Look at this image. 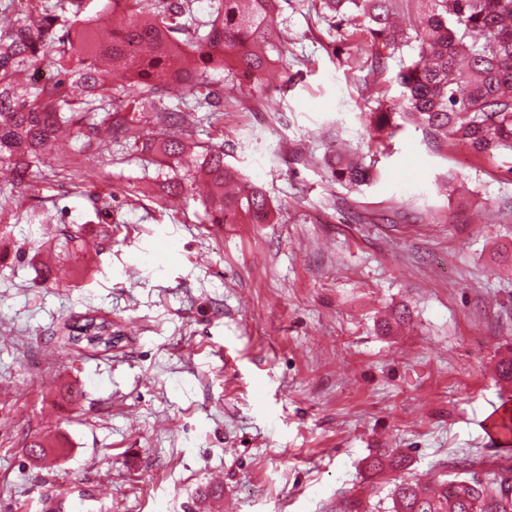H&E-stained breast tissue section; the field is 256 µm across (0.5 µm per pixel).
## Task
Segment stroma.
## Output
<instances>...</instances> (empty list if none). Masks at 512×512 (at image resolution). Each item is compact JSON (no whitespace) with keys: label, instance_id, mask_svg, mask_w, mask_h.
I'll return each mask as SVG.
<instances>
[{"label":"stroma","instance_id":"1","mask_svg":"<svg viewBox=\"0 0 512 512\" xmlns=\"http://www.w3.org/2000/svg\"><path fill=\"white\" fill-rule=\"evenodd\" d=\"M321 13L288 0V57L259 89L211 72L193 125L264 223H201L198 169L123 139L60 140L27 187L0 168V512H389L395 476L512 457V156L378 141L414 51L344 69ZM343 149L378 178H332ZM84 314L111 350L61 347ZM387 449L405 468L372 474Z\"/></svg>","mask_w":512,"mask_h":512}]
</instances>
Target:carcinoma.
Listing matches in <instances>:
<instances>
[{"label": "carcinoma", "instance_id": "1", "mask_svg": "<svg viewBox=\"0 0 512 512\" xmlns=\"http://www.w3.org/2000/svg\"><path fill=\"white\" fill-rule=\"evenodd\" d=\"M282 0H217L209 19L199 21L189 0H112L107 22L112 40L97 41L88 29L71 26L57 33L56 20L71 12L75 0H54L38 19H0V163L13 167L18 184L29 185V159L50 153L65 127L91 140L106 131L132 138L137 130L117 113L61 112L75 87L112 90L148 102L173 80L192 75L185 94L210 104L207 74L224 70L237 83L263 85L267 70L288 54V37L270 32L278 24ZM340 43L370 45L369 74L385 70V59L415 46L416 58L396 76L401 99L369 113L375 132L393 126L395 117L426 132L469 147L477 154H512V0H321ZM56 44L61 61L50 85L21 84L14 76L30 70L38 49ZM125 83L110 87L112 73ZM155 120L174 129L159 148L167 158L187 153L192 131L182 111L157 110ZM203 171L211 187L201 222L228 224L268 214L266 196L251 188L228 194L238 180L224 163V150H210ZM332 175L349 184L378 177L364 160L336 156ZM112 348V322L85 315L68 327L66 347ZM404 456L386 452L368 467L379 472L399 467ZM390 512H512V466L503 468L495 486L469 471L433 488L402 479L391 490Z\"/></svg>", "mask_w": 512, "mask_h": 512}]
</instances>
